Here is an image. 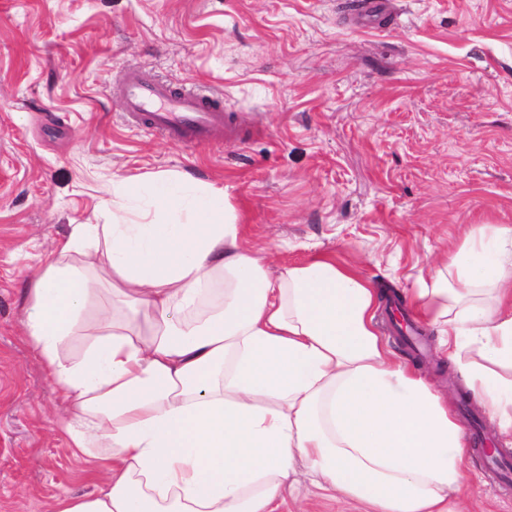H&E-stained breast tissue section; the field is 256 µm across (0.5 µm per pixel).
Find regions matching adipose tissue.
Wrapping results in <instances>:
<instances>
[{"label": "adipose tissue", "mask_w": 512, "mask_h": 512, "mask_svg": "<svg viewBox=\"0 0 512 512\" xmlns=\"http://www.w3.org/2000/svg\"><path fill=\"white\" fill-rule=\"evenodd\" d=\"M111 207L23 290L62 428L95 462L94 491L54 512H273L304 477L370 512H453L463 432L383 342L372 282L331 256L269 276L223 188L186 173L125 179ZM93 251L95 271L75 263ZM445 270L413 304L510 433L512 225L483 226Z\"/></svg>", "instance_id": "adipose-tissue-1"}]
</instances>
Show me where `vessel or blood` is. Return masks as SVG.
Listing matches in <instances>:
<instances>
[{"mask_svg":"<svg viewBox=\"0 0 512 512\" xmlns=\"http://www.w3.org/2000/svg\"><path fill=\"white\" fill-rule=\"evenodd\" d=\"M117 91L136 124L183 143L205 144L222 136L239 140L240 131L222 100L190 89L175 90L137 69L125 71Z\"/></svg>","mask_w":512,"mask_h":512,"instance_id":"vessel-or-blood-1","label":"vessel or blood"}]
</instances>
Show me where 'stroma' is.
Returning a JSON list of instances; mask_svg holds the SVG:
<instances>
[{"mask_svg":"<svg viewBox=\"0 0 512 512\" xmlns=\"http://www.w3.org/2000/svg\"><path fill=\"white\" fill-rule=\"evenodd\" d=\"M0 0V512H51L93 491L88 463L23 329L21 288L75 224L111 221L113 182L187 172L221 187L242 244L275 272L318 255L392 289L431 281L465 234L512 224V0ZM136 66L223 96L244 139L205 145L127 122L115 82ZM383 341L512 454L423 326L424 353ZM461 512H512L469 446Z\"/></svg>","mask_w":512,"mask_h":512,"instance_id":"35a3bbf8","label":"stroma"}]
</instances>
